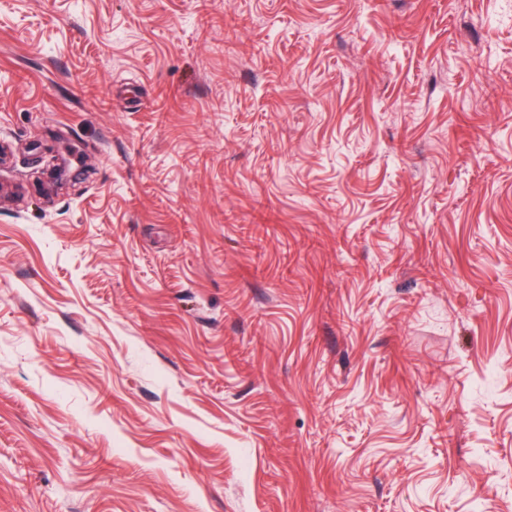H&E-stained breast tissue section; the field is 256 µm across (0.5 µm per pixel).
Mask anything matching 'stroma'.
Listing matches in <instances>:
<instances>
[{
	"label": "stroma",
	"mask_w": 512,
	"mask_h": 512,
	"mask_svg": "<svg viewBox=\"0 0 512 512\" xmlns=\"http://www.w3.org/2000/svg\"><path fill=\"white\" fill-rule=\"evenodd\" d=\"M0 512H512V0H0Z\"/></svg>",
	"instance_id": "stroma-1"
}]
</instances>
